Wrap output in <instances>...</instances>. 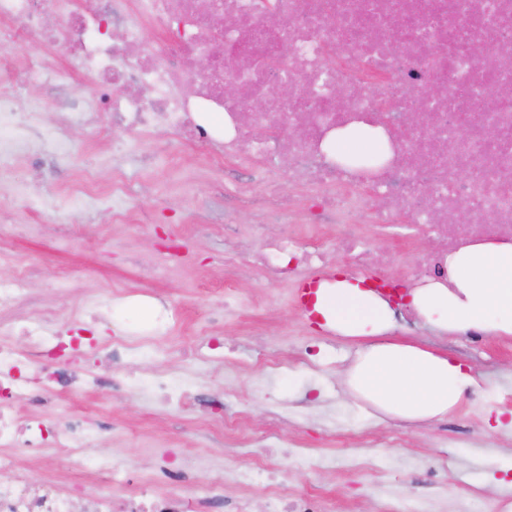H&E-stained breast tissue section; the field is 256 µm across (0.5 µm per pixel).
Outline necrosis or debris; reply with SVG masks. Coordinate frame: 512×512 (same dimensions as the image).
<instances>
[{
    "label": "necrosis or debris",
    "mask_w": 512,
    "mask_h": 512,
    "mask_svg": "<svg viewBox=\"0 0 512 512\" xmlns=\"http://www.w3.org/2000/svg\"><path fill=\"white\" fill-rule=\"evenodd\" d=\"M0 0V67H11L13 44L38 52L12 69L0 90V178L16 159L35 173L49 163H74L78 147L63 129L42 121L33 87L64 95L85 123L128 131L113 153L136 152L138 136L165 125L179 143L216 165L266 172L263 208L280 223L295 206L276 192L280 167L318 202L316 223L333 233L310 252L291 234L265 241L244 263L289 277L295 267L319 268L328 253L362 271L393 258L369 248L358 228L367 218L392 235L426 236L429 252L408 261L413 279L448 275L449 252L484 239L512 240V0ZM158 38L148 42V28ZM239 89L224 94L226 82ZM293 93L282 99L280 84ZM493 108H485V101ZM421 110L419 124L405 115ZM354 123L381 128L391 154L364 173L329 158V134ZM73 194L93 202L112 195V218L130 222L139 200L122 176L102 187L82 171ZM32 212L45 224L67 218L55 203L18 188L0 202V260L15 235L11 212ZM34 270L17 264L0 277V512H224V480L186 485L197 458L180 467L156 464L147 478L89 456L110 424L87 413L52 430L25 417L30 405L61 394L127 395L133 353L146 329H119L96 342L78 329L110 323L111 298L86 296L68 319L41 308L29 291ZM196 384L151 376L144 392L184 411L196 406ZM54 447L65 453V479H24L17 449ZM270 450L254 453L236 481L262 488L267 512H314V496L288 498L277 485ZM124 488L114 496V488Z\"/></svg>",
    "instance_id": "necrosis-or-debris-1"
}]
</instances>
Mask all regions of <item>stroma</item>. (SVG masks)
<instances>
[{"instance_id":"obj_1","label":"stroma","mask_w":512,"mask_h":512,"mask_svg":"<svg viewBox=\"0 0 512 512\" xmlns=\"http://www.w3.org/2000/svg\"><path fill=\"white\" fill-rule=\"evenodd\" d=\"M72 141L85 144L101 184L115 172L129 176L139 193L141 210L134 224L112 222L107 210L87 221L83 205L72 198L80 176L61 165L46 170L45 194L57 196L71 222L37 223L23 214L28 236L17 241L20 261L38 270L30 291L42 306L55 310L78 306L86 295L123 290V307L134 322L150 324L157 309L172 315L153 347L142 350L137 367H152L174 381L193 375L201 389L195 412L162 407L140 393L114 400L66 393L50 407L33 408L36 416L64 418L96 408L116 428L99 438L94 453L118 458L129 469L152 471L162 450L188 449L204 457L207 475L246 468L250 459L223 430L206 424L211 395L230 393L234 410L243 414L239 435L271 441L276 448L277 479L289 496L317 494L319 512H512V337L440 336L411 309L394 314L396 339L453 356L476 373L477 387L448 415L427 423H406L383 416L348 393L341 373L356 346L347 339L315 330L292 303L295 279L279 280L261 268L231 271L228 252L257 250L262 238L278 236L283 227L262 223L258 210L236 199L232 174L219 175L195 164L192 146H185L183 167L170 165L163 152L172 141L170 129L141 136L142 151L113 155L110 143L126 138L125 130L71 125ZM263 231H256V224ZM369 246L393 254L387 277L404 281L411 251H423L426 240L400 244L368 230ZM186 247L176 272L158 278L164 263V240ZM84 268L72 281L66 298L44 282L56 270ZM229 296L224 323L223 353L201 356L186 364L167 354L176 344L197 346L204 338L199 326L210 297ZM284 353L288 366L279 373L263 371L262 358ZM279 425H272L274 414ZM333 458L323 470L291 456L293 443Z\"/></svg>"}]
</instances>
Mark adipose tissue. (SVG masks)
Wrapping results in <instances>:
<instances>
[{"label":"adipose tissue","instance_id":"adipose-tissue-1","mask_svg":"<svg viewBox=\"0 0 512 512\" xmlns=\"http://www.w3.org/2000/svg\"><path fill=\"white\" fill-rule=\"evenodd\" d=\"M337 154L388 147L381 129L359 123L332 135ZM411 304L442 335L480 330L512 336V242L482 241L448 256L447 280L414 288ZM324 329L355 340L341 376L355 398L403 421H427L454 410L477 385L472 369L451 357L392 337L393 311L372 292L339 278L320 288L315 304Z\"/></svg>","mask_w":512,"mask_h":512}]
</instances>
